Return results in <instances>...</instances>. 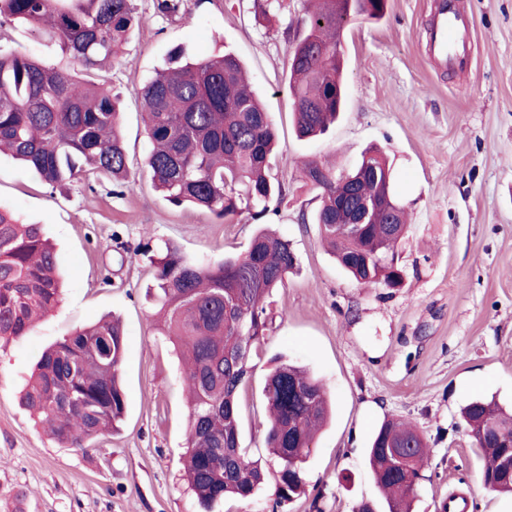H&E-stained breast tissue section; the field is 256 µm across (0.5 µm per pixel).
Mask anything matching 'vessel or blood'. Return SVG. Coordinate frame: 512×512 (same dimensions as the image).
Returning a JSON list of instances; mask_svg holds the SVG:
<instances>
[{
	"label": "vessel or blood",
	"instance_id": "vessel-or-blood-1",
	"mask_svg": "<svg viewBox=\"0 0 512 512\" xmlns=\"http://www.w3.org/2000/svg\"><path fill=\"white\" fill-rule=\"evenodd\" d=\"M472 30L468 15L450 9L448 0H434L428 46L435 64L443 68L467 65Z\"/></svg>",
	"mask_w": 512,
	"mask_h": 512
}]
</instances>
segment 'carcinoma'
Listing matches in <instances>:
<instances>
[{"label": "carcinoma", "mask_w": 512, "mask_h": 512, "mask_svg": "<svg viewBox=\"0 0 512 512\" xmlns=\"http://www.w3.org/2000/svg\"><path fill=\"white\" fill-rule=\"evenodd\" d=\"M388 0H310L306 31L291 53L288 93L297 136L324 133L344 111L343 57L336 35L355 20L376 21ZM48 26L63 68L25 53H0V152L33 169L51 188L77 177L102 175L132 189L119 99L95 70L117 58L141 22L134 0H0V20ZM149 149L145 166L154 188L176 207L211 214L225 224L247 211L258 222L246 252L218 262L186 257L166 242L151 256V296L162 312L159 332L185 355L184 391L190 409L183 478L205 512L226 498L247 499L266 482V468L240 441L241 377L251 365L230 361L244 343L257 354L268 329L264 299L294 269L292 244L263 219L284 190L272 174L277 135L270 112L247 81L232 51L195 59L172 52L140 90ZM320 206L313 214L338 264L364 288H398L403 275L387 262L405 234L407 210L382 203L397 199L394 175L382 150L369 147L349 170L312 159L296 161ZM370 199L379 219L354 232L336 223L350 201ZM61 296L54 251L38 224H21L0 209V341L24 336L48 316ZM111 346L97 352L104 337ZM125 356L120 321L79 327L43 352L21 404L63 448L94 449L97 438L125 417L119 371ZM263 394L270 415L266 445L279 468L277 502L304 491V464L314 433L327 421L321 380L281 361ZM462 422L482 461L485 485L512 493L505 458L512 450V409L479 399L462 410ZM410 448L402 462L395 448ZM428 442L412 425L384 421L368 448L378 499L356 512H411L428 458Z\"/></svg>", "instance_id": "1"}]
</instances>
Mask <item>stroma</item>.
<instances>
[{
    "label": "stroma",
    "instance_id": "1",
    "mask_svg": "<svg viewBox=\"0 0 512 512\" xmlns=\"http://www.w3.org/2000/svg\"><path fill=\"white\" fill-rule=\"evenodd\" d=\"M182 0L163 16L136 0L143 21L106 79L123 100L121 129L134 189L105 178L58 192L10 155H0V207L41 225L63 279L59 307L26 336L0 347V512H203L182 478L189 410L182 364L154 322L150 249L176 243L194 259L245 253L256 225L177 208L154 190L139 92L177 48L197 58L229 48L245 62L279 142L284 200L268 222L288 239L297 267L266 302L268 330L240 392L241 445L266 463L251 499L214 512H354L378 492L366 465L384 419L427 438L428 464L414 512H436L450 493L470 512H512V499L481 487L480 461L460 410L479 397L512 404V0H458L472 18L471 61L438 69L427 50L432 0H389L379 21L349 27L341 51L346 110L329 131L301 139L292 123L288 62L308 0ZM0 51L58 63L56 44L32 26L0 25ZM383 148L410 225L396 247L398 288H364L302 223L318 207L295 162L353 166ZM117 316L126 340L121 377L126 414L95 450L63 448L19 402L42 352L75 328ZM320 378L332 414L304 466L305 495L275 501L278 468L265 437L263 395L275 358Z\"/></svg>",
    "mask_w": 512,
    "mask_h": 512
}]
</instances>
